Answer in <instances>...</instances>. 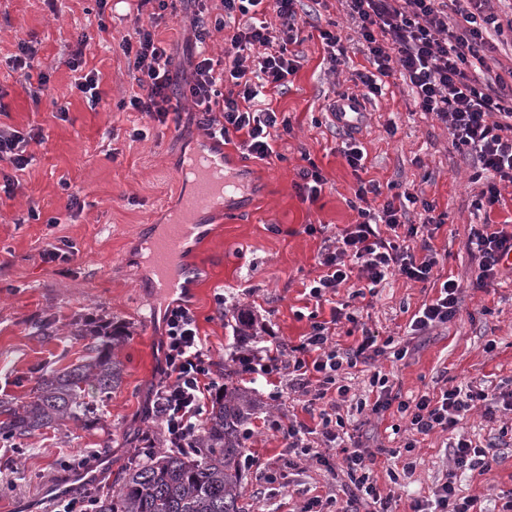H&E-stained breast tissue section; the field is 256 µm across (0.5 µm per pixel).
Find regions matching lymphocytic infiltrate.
<instances>
[{
  "label": "lymphocytic infiltrate",
  "instance_id": "lymphocytic-infiltrate-1",
  "mask_svg": "<svg viewBox=\"0 0 512 512\" xmlns=\"http://www.w3.org/2000/svg\"><path fill=\"white\" fill-rule=\"evenodd\" d=\"M297 2L195 0L192 26L197 50L189 59L190 78L179 91L174 88L167 43L158 38L154 25L136 27L119 43L123 55L132 59L140 73L139 90L130 96L126 109L163 124L175 97L181 96L192 101L208 137L218 144H229L236 135L242 155L262 161L276 157L274 145L290 133V120L284 113L262 106L260 98L265 89H284L289 76L300 67L291 50L301 34ZM488 2L345 0L368 63L366 69L352 75L353 82L362 87V98L372 101L383 96L387 77L399 72L412 91L415 108L445 123L453 146L475 158L484 177L474 202L478 210L499 202L502 183L512 184V84L499 73L498 60L487 54L504 35L499 16ZM264 4L276 14L278 25L254 22L258 7ZM452 13L462 17V24L449 25ZM214 30L223 33L225 41L224 54L217 58L205 47ZM380 194L375 181L360 180L351 203L358 222L342 229L319 253L320 271L311 280L308 295L316 305L331 304L330 319L313 321L296 345L275 340L259 347L242 346L235 362L240 373L250 379L284 380V387H273V398H281L288 390L307 396L308 406L318 407L316 426L295 417L271 424L295 454L289 468H298L303 460L326 467L332 452H339L352 485L349 504H365L372 512H393L390 498L381 496L372 478L377 452L344 440L342 405L351 401L357 412L376 416L397 411L409 430L426 436L455 429L480 403L512 411V389L456 385L405 401L388 376L376 371L369 378V395L350 400V387L344 382L346 370L374 364L385 355L403 360L412 339L448 324L459 312L461 285L449 278L441 283L437 296L412 316L408 340L398 342L391 336L382 340L365 328L355 345L343 348L335 341L338 323L354 319L334 304L341 286L353 279L361 281L356 294L362 298L393 276L428 282L438 265L430 231L444 224L445 214L409 188L384 196L381 207H373L370 196ZM417 204L422 207V220L413 224L408 213ZM467 245L477 260L473 288H487L512 271L507 261L512 254V232L474 227ZM164 334L163 363L152 395L155 416L172 443L188 447L212 397L224 388V374L200 336L194 312L183 302L167 307ZM410 509L481 512L477 497L458 496L450 477L436 487L432 499L414 501Z\"/></svg>",
  "mask_w": 512,
  "mask_h": 512
}]
</instances>
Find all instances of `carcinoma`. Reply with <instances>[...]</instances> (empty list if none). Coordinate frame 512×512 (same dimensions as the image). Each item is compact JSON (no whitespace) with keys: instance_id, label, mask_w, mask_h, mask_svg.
Here are the masks:
<instances>
[{"instance_id":"cac0c4a2","label":"carcinoma","mask_w":512,"mask_h":512,"mask_svg":"<svg viewBox=\"0 0 512 512\" xmlns=\"http://www.w3.org/2000/svg\"><path fill=\"white\" fill-rule=\"evenodd\" d=\"M122 375V362L104 343L84 363L40 376L30 400L0 401V441L12 444L45 428L86 419V387L107 398ZM254 403L252 392L224 384L190 449L150 451L135 459L117 488L92 499L94 512H245L242 427Z\"/></svg>"}]
</instances>
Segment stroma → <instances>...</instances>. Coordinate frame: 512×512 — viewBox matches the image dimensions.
<instances>
[{
	"label": "stroma",
	"instance_id": "35a3bbf8",
	"mask_svg": "<svg viewBox=\"0 0 512 512\" xmlns=\"http://www.w3.org/2000/svg\"><path fill=\"white\" fill-rule=\"evenodd\" d=\"M309 24H338L349 48V65L362 68L356 28L339 0L318 5L299 0ZM136 0H120L98 10L95 0H0V129L31 139L33 159L21 172L0 160V174H16L22 185L14 196L0 193V400L27 401L36 379L50 369L81 362L99 339L94 329L111 323L121 343V385L110 398L89 393L95 408L89 420L66 422L0 452V512H49L54 497L120 481L150 434L163 448L161 426L148 413L162 359V319L170 297L153 296L146 280L143 242L171 221L188 188L178 179V161L197 151L206 134L191 102L182 104L181 123L141 126L138 115L120 109L137 90L134 72L118 47L131 33ZM32 42L48 65V94L34 101L29 84L14 67L19 39ZM301 67L287 89L270 93L273 109L286 113L292 131L276 144L279 159L264 162L241 155L227 144L228 172L244 182V192L229 196L225 207L205 214L207 235L190 253L200 269L187 301L213 360L226 367L233 384L253 386L260 408L251 416L245 441V512H291L303 491L336 497L345 512V478L340 470L287 468L288 450L268 421L287 420L293 398L272 400L263 384H249L232 361L241 343L234 336L236 316L248 312L280 341L295 345L308 333L312 317L329 319V307H315L304 295L315 259L326 238L358 219L349 202L356 177L340 154L343 131L327 109L354 85L329 72L319 38L303 42ZM82 54L81 71H72V54ZM98 75L101 103L89 108L72 86L80 72ZM385 97L370 103L358 135L368 158V178L381 187L414 186L447 213L433 245L440 275L462 286L460 311L448 325L414 339L399 362L380 360L403 398L436 391L444 384L500 383L512 379V277L483 290L472 288L476 262L467 248L474 222L472 206L482 188L477 170L451 144L445 125L416 111L399 76L389 79ZM67 108L59 119L57 105ZM143 128L136 139L133 129ZM313 165L327 181L315 203L300 199L294 187L300 168ZM77 194L79 207L69 205ZM74 246L70 261L46 263L40 254L60 237ZM223 293L216 306L215 293ZM431 289L401 278L390 279L371 301L351 299L349 310L380 337L405 338L412 315ZM356 440L382 448L373 475L381 492L391 493L395 512H409L413 499L431 496L451 467L447 434L421 439L403 452L406 421L399 415L377 418L354 414ZM456 431L484 446L499 444V458L484 474H458V495L475 496L483 512H500L502 496L512 491V411L495 420L476 407ZM87 465L74 463L77 453ZM275 473V483L258 481L260 471Z\"/></svg>",
	"mask_w": 512,
	"mask_h": 512
}]
</instances>
